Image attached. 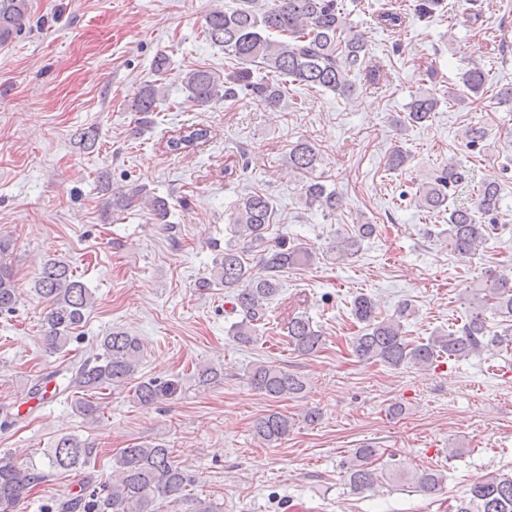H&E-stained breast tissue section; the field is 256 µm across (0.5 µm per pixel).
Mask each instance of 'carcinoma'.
Instances as JSON below:
<instances>
[{
  "mask_svg": "<svg viewBox=\"0 0 512 512\" xmlns=\"http://www.w3.org/2000/svg\"><path fill=\"white\" fill-rule=\"evenodd\" d=\"M31 0H0V46L20 37L30 26ZM378 23L399 30L405 17L391 9L377 15ZM204 33L212 44L224 48L243 64L230 80L220 81L213 72L195 68L183 74L180 83L185 101L194 106H207L238 98L239 90L249 89L257 105L272 110L285 96L286 82L291 80L311 89L331 91L350 96L355 88L351 76L365 64L364 33L348 25L338 0H236L233 8H213L205 15ZM264 70L265 77L250 81L249 66ZM461 82L471 93L484 90V67L474 64L462 72ZM166 98L164 87L149 84L132 104V111L142 114L141 123H149L148 115L157 110ZM438 100L430 94H420L412 100L407 121L423 124L436 111ZM210 130L188 125L170 137L166 146L183 152L208 141ZM486 137L484 128L471 124L464 131L466 146L477 149ZM319 153L307 142L298 141L288 151V164L305 181V205L323 211H333L339 204L336 192L314 176ZM466 179L462 166L448 163L417 196L418 206L428 213L448 212V240L461 257L475 254L494 228L481 223L499 208L498 185L481 183L474 203L470 206L448 204L457 187ZM149 206L159 224L166 222L168 201L150 196L138 185L112 193L109 204L122 211L135 202ZM273 213L270 198L260 192L245 194L235 205L233 232L236 242L224 246V255L215 262L211 278L201 281V287L222 286L232 290L237 311L242 318L231 326L239 343L251 345L258 340V324L266 320L267 304L281 288V276L286 270L311 263L313 255L306 248L268 241L267 233ZM377 230L374 224H355L350 233L336 239L331 251L340 260L354 255L361 243ZM10 243L0 239V314L9 313L18 303V288L12 265L7 263ZM260 254L262 272L254 274L245 261L247 251ZM35 292L48 303L45 316L44 341L53 352L63 350L71 341L73 330L93 304L92 294L73 274L69 264L60 259L46 260L35 280ZM469 313L463 324L451 331H438L424 341L406 338L404 322L412 315L409 302L399 304L394 313L383 317L378 303L366 294L355 297L352 315L360 324L352 337V351L358 358L382 362L397 368L412 365L427 369L443 356L463 360L483 351L512 348V273L476 281L468 289ZM501 317L500 329H489L486 313ZM288 346L300 356L320 352L325 337L306 315L288 320ZM142 345L140 340L125 332L111 331L101 337L92 355L71 362L65 369L67 390L96 393L100 390L126 386L137 374ZM251 387L272 401L295 398L305 393L307 379L295 372L267 362H258L248 370ZM169 382L156 379L138 382L132 401L149 406L167 395ZM294 422L285 414L271 412L259 417L253 426L255 436L265 445L285 439ZM96 449L74 435L62 436L54 447L43 453L44 461L19 462L13 454L0 455V512L14 508L38 484L53 472L81 471L90 466ZM379 449L365 443L353 449L344 460L343 469L352 491L361 493L374 488L388 477L414 486L427 494L444 489L442 471L430 469L411 473L402 460L389 459L385 467H377ZM193 479L175 460L174 451L161 443H145L124 448L116 461L112 482L100 490L93 489L59 504L60 512H159V504L179 506L187 501L186 490ZM456 512H512V472H489L475 480L467 498L460 501Z\"/></svg>",
  "mask_w": 512,
  "mask_h": 512,
  "instance_id": "obj_1",
  "label": "carcinoma"
}]
</instances>
